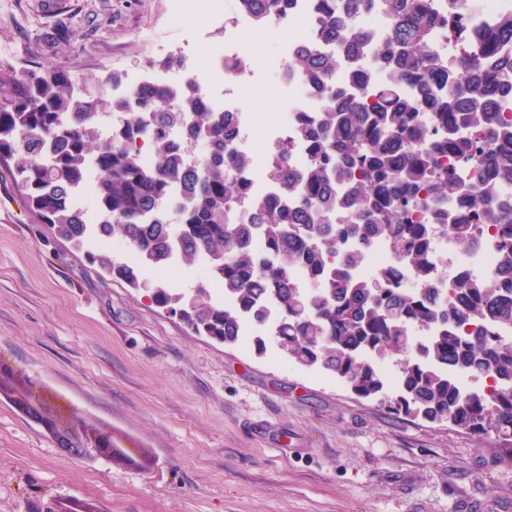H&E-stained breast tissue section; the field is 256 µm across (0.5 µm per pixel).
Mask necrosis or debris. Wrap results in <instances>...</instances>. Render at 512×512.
<instances>
[{
    "label": "necrosis or debris",
    "mask_w": 512,
    "mask_h": 512,
    "mask_svg": "<svg viewBox=\"0 0 512 512\" xmlns=\"http://www.w3.org/2000/svg\"><path fill=\"white\" fill-rule=\"evenodd\" d=\"M323 10L321 0H290L285 15L273 20L274 28L281 36L277 52L270 59L266 76H259L249 65L251 53L243 44L244 35L253 22L245 13L224 16L220 9H212L210 20L224 27V43L212 49L208 59V73L199 81L201 94L212 107L231 111L232 98L243 93L266 89L275 93L285 104L277 126L269 131L272 144L292 139L297 125L314 119L326 102L305 92L296 81L286 79L288 60L295 47L312 40L317 33L319 17ZM512 13V0H476L472 9L461 14L457 20L462 39L482 36L506 14ZM496 249L491 239H483L478 249L459 254L450 236H438L433 248L434 271L439 281L445 282L459 273L468 272L476 276L492 273L496 263Z\"/></svg>",
    "instance_id": "necrosis-or-debris-1"
}]
</instances>
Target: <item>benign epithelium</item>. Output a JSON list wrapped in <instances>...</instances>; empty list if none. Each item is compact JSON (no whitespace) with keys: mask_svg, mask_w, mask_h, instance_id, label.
Returning a JSON list of instances; mask_svg holds the SVG:
<instances>
[{"mask_svg":"<svg viewBox=\"0 0 512 512\" xmlns=\"http://www.w3.org/2000/svg\"><path fill=\"white\" fill-rule=\"evenodd\" d=\"M15 405L27 416L38 421L50 433H58L62 449L70 455H94L109 463L117 462L112 454V436L101 431L62 427L54 408L34 394L32 390L20 395Z\"/></svg>","mask_w":512,"mask_h":512,"instance_id":"1","label":"benign epithelium"}]
</instances>
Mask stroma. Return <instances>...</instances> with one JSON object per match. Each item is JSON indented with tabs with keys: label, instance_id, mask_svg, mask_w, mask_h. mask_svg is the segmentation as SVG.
Masks as SVG:
<instances>
[{
	"label": "stroma",
	"instance_id": "35a3bbf8",
	"mask_svg": "<svg viewBox=\"0 0 512 512\" xmlns=\"http://www.w3.org/2000/svg\"><path fill=\"white\" fill-rule=\"evenodd\" d=\"M220 26L174 18L170 0H0V92L27 69L103 80L160 69L190 37ZM77 250L27 209L0 162V512H512V465L494 438L391 413L274 340L257 354L198 336ZM141 279L222 294L203 265ZM69 424L111 433L140 458L109 464L63 452L19 411L29 381Z\"/></svg>",
	"mask_w": 512,
	"mask_h": 512
}]
</instances>
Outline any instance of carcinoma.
<instances>
[{
    "label": "carcinoma",
    "instance_id": "carcinoma-1",
    "mask_svg": "<svg viewBox=\"0 0 512 512\" xmlns=\"http://www.w3.org/2000/svg\"><path fill=\"white\" fill-rule=\"evenodd\" d=\"M238 2L263 27L290 0ZM324 2L318 38L329 49L301 47L288 71L327 104L295 130L310 152L302 170L288 169V142L280 145L267 171L271 195L247 200L241 173L252 157L233 148L236 113L211 109L192 79L103 99L62 69L26 70L13 95L0 98V161H14L11 176L28 208L73 246L125 239L137 261L117 264L107 252L97 261L130 287L143 286V267L204 263L224 302L200 300L203 288L193 296L162 284L151 291L194 333L232 346L250 325L258 353L274 336L295 364L395 413L495 435L500 460L512 463V340L491 330L512 327V206L496 204L512 190V120L493 106L512 92V15L450 64L433 44L474 0H446L445 18L430 0ZM343 8L383 10L384 39L374 44L345 29ZM342 65L352 84L339 91ZM405 85L418 96L405 97ZM112 111L130 118L107 137L99 116ZM179 126L188 140L172 136ZM460 164L476 174L472 224L453 216ZM91 165L94 226L78 202ZM177 188L181 222L170 224L165 205ZM245 202L249 223L231 222ZM339 204L349 211L344 224L335 223ZM418 210L433 212L435 223L414 221ZM486 226L497 247L492 274H461L443 295L431 266L437 234L451 231L466 251ZM375 240L389 244L396 263L361 276L355 269ZM296 271L306 287L295 284ZM389 362L393 383L383 370Z\"/></svg>",
    "mask_w": 512,
    "mask_h": 512
}]
</instances>
